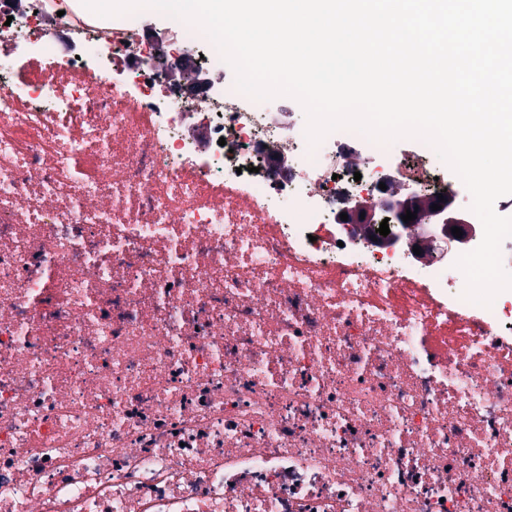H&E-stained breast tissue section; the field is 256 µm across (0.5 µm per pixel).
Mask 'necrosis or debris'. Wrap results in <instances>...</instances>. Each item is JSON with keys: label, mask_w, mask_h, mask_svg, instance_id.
Instances as JSON below:
<instances>
[{"label": "necrosis or debris", "mask_w": 512, "mask_h": 512, "mask_svg": "<svg viewBox=\"0 0 512 512\" xmlns=\"http://www.w3.org/2000/svg\"><path fill=\"white\" fill-rule=\"evenodd\" d=\"M0 19V512H512V314L463 299L435 228L337 224L447 194L433 149L310 146L266 103L190 90L224 61L27 0ZM65 32L107 50L12 63Z\"/></svg>", "instance_id": "4bbe7bcc"}]
</instances>
